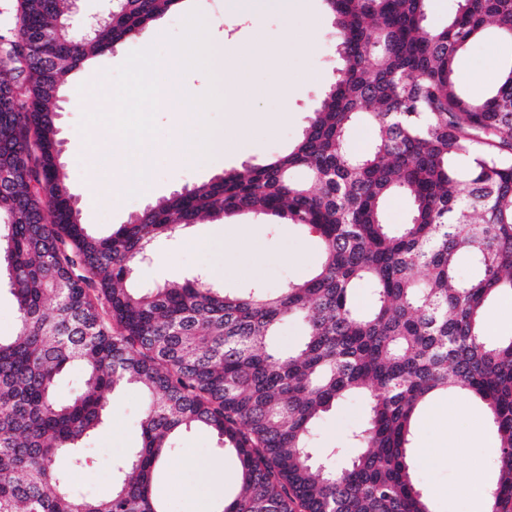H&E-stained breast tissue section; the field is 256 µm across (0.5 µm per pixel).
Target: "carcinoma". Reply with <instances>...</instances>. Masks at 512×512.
<instances>
[{
  "label": "carcinoma",
  "mask_w": 512,
  "mask_h": 512,
  "mask_svg": "<svg viewBox=\"0 0 512 512\" xmlns=\"http://www.w3.org/2000/svg\"><path fill=\"white\" fill-rule=\"evenodd\" d=\"M344 65L294 147L149 204L107 236L81 223L60 135L46 131L73 72L136 37L179 0H118L87 37L69 0H19L24 31L0 45V147L15 170L0 198V265L18 330L0 338V512H167L155 486L177 433L204 428L239 463V491L214 512H432L414 481L412 423L439 392L473 394L499 440L494 512H512V336L482 333L485 304L512 293V60L485 96L463 91L459 56L494 26L512 43V0H456L448 23L425 25L429 0H326ZM55 59L53 70L42 58ZM26 86L21 101L15 84ZM374 128L348 150L352 126ZM407 196V223L386 199ZM271 214L314 232V275L268 292L227 294L201 279L127 286L152 243L203 217ZM471 273H459L460 255ZM372 288L371 310L352 291ZM299 319L295 351L271 336ZM81 388L60 401L72 366ZM148 398L141 444L112 491L74 487L82 442L104 424L109 395ZM363 395L354 456L310 446L315 424ZM410 214L409 203L402 195H395L387 202L386 220L395 226L408 222Z\"/></svg>",
  "instance_id": "obj_1"
}]
</instances>
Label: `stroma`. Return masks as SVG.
<instances>
[{"instance_id":"stroma-1","label":"stroma","mask_w":512,"mask_h":512,"mask_svg":"<svg viewBox=\"0 0 512 512\" xmlns=\"http://www.w3.org/2000/svg\"><path fill=\"white\" fill-rule=\"evenodd\" d=\"M194 9L210 26L223 16L214 0H180L176 8L155 20L149 32L162 60L173 56L167 35L178 33L185 16ZM290 22L296 37L281 57L258 62L245 54L228 64L225 96L238 99L245 110L259 112V119L237 132L225 125L223 107L208 110L206 117L214 133L223 135L226 141L223 152L203 162L150 164L151 192L147 195H116L107 187L93 188L83 161L88 149L86 135L80 129L84 113L102 107L97 94L100 83H112L127 55L141 49V39L123 42L74 72L59 126L64 141L61 162L79 199L82 223L97 234H110L150 202L263 163L293 147L343 62L336 52L334 17L325 0H302ZM511 58L512 45L502 42L494 32H486L458 61L464 89L474 96L486 94L496 84L502 63ZM275 81L287 86V94L271 92ZM320 253L317 237L300 225L272 215L245 212L220 220L207 217L177 237L155 242L152 261L136 269L134 284L151 288L202 274L228 292L254 284L276 290L288 282L308 279ZM113 400L105 423L84 443V471L91 480L80 484L78 490L90 497L98 495L99 485L112 484L116 466L141 442L139 421L146 404L142 393L121 390ZM367 417L365 397L354 396L339 403L318 423L314 447H349L352 431ZM412 433V472L433 512H483L471 487L477 483L492 486L499 465L497 436L485 404L472 395H433L416 415ZM428 441L441 446L442 452L426 460L419 449ZM175 444L157 478L169 512H214L220 497L228 498L238 491V461L234 455L218 450L217 439L211 433L183 432L177 435Z\"/></svg>"}]
</instances>
